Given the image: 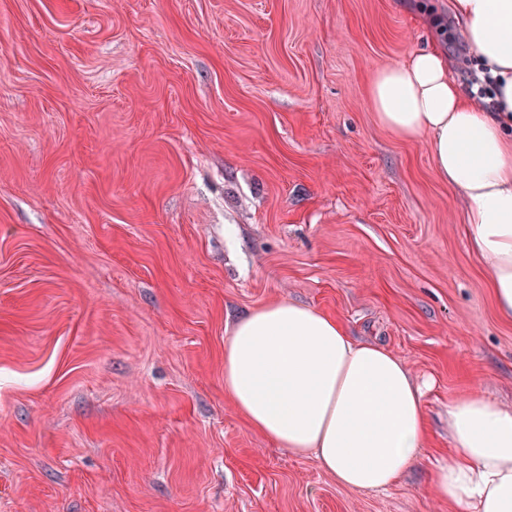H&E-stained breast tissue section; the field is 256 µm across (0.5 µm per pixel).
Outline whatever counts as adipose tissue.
I'll return each mask as SVG.
<instances>
[{"label":"adipose tissue","mask_w":512,"mask_h":512,"mask_svg":"<svg viewBox=\"0 0 512 512\" xmlns=\"http://www.w3.org/2000/svg\"><path fill=\"white\" fill-rule=\"evenodd\" d=\"M476 66L481 103L435 48L378 71L368 96L379 123L428 137L436 177L464 203L468 243L484 258L500 316L512 320V0H451ZM224 393L275 446L310 455L349 490L396 484L428 439L423 391L403 359L359 342L322 311L289 300L238 319L224 344ZM452 459L430 472L460 512H512V408L472 392L448 405Z\"/></svg>","instance_id":"adipose-tissue-1"}]
</instances>
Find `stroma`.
<instances>
[{"label": "stroma", "instance_id": "obj_1", "mask_svg": "<svg viewBox=\"0 0 512 512\" xmlns=\"http://www.w3.org/2000/svg\"><path fill=\"white\" fill-rule=\"evenodd\" d=\"M449 0H0V512H459L428 486L448 404L512 407L464 205L376 72ZM287 299L402 357L432 431L385 491L339 487L224 394L236 320Z\"/></svg>", "mask_w": 512, "mask_h": 512}]
</instances>
